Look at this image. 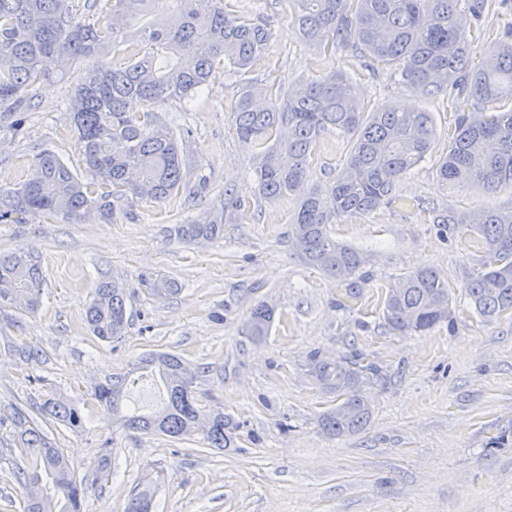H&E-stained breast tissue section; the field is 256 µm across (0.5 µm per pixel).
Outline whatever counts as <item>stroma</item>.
I'll list each match as a JSON object with an SVG mask.
<instances>
[{"instance_id": "obj_1", "label": "stroma", "mask_w": 512, "mask_h": 512, "mask_svg": "<svg viewBox=\"0 0 512 512\" xmlns=\"http://www.w3.org/2000/svg\"><path fill=\"white\" fill-rule=\"evenodd\" d=\"M241 14L272 24L265 54L245 74L213 72L189 105L160 111L181 139L191 164L189 189L166 201L141 200L112 222L91 216L0 223V251L18 248L41 260L42 305L25 313L0 309V449L10 447L13 413L32 421L63 448L88 485L83 512H125L130 490L162 472L156 512H512V312L483 321L465 285L480 264L482 241L436 223L446 210L512 209V189L495 194L443 182L437 173L464 107L456 92L424 99L400 84L390 66L354 48L317 52L300 36L295 0H240ZM512 28V0H488L467 32L471 65ZM348 74L367 109L392 104L431 112L436 137L418 166L398 182L391 204L346 215L336 237L367 255L355 291L305 265L291 244L293 198L271 201L255 189L251 155L231 121L235 83L252 81L272 94L299 80ZM69 84L53 80L36 94V109L16 134L0 132V191L18 188L40 149L53 151L76 174L84 163L70 119ZM350 150L335 131L321 135L312 180L324 184L343 169ZM247 200L238 210L228 196ZM224 209V232L186 244L175 227ZM432 267L454 292L452 323L396 336L383 326L384 299L404 275ZM179 286L159 300L148 279ZM125 288L129 326L115 342L91 335L85 310L100 282ZM275 316L266 338L246 336L258 303ZM27 343L36 358L20 357ZM168 352L198 369L197 396L221 412L236 445L218 450L201 434L172 438L113 423L95 399L99 385L129 376L131 405L150 412L165 391L137 370L146 352ZM362 357L381 369L363 386L372 408L362 432L332 437L321 414L336 398L312 376L309 356ZM56 397L75 405L74 431L41 416ZM109 478H97L102 453Z\"/></svg>"}]
</instances>
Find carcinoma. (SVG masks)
<instances>
[{
  "mask_svg": "<svg viewBox=\"0 0 512 512\" xmlns=\"http://www.w3.org/2000/svg\"><path fill=\"white\" fill-rule=\"evenodd\" d=\"M297 25L308 43L344 44L363 56L396 66L400 82L431 98L448 86L476 104L493 105L480 120L458 114L455 136L439 165L446 181L468 183L484 193L512 188V39L492 47L484 64L469 66L467 28L487 0H296ZM229 0H0V130L18 132L34 109V92L52 78L71 79V111L86 175L73 173L58 156L33 155L20 187L0 192V221L10 217L62 218L80 224L90 209L112 221L117 209L143 199L162 202L187 187L189 167L174 129L155 106L185 104L200 94L211 73L226 65L247 72L268 48L271 25L233 13ZM251 83L233 91L232 121L252 151L258 192L270 200L297 197L293 237L298 254L331 279L355 288L352 278L364 254L333 236L346 214L371 212L390 202L398 180L426 157L435 134L429 112L383 106L365 112L343 74L301 82L270 100ZM334 129L351 140L345 168L327 188V206L310 183L311 158L319 137ZM437 223L477 233L483 243L480 270L465 292L476 313L491 321L512 310V210H449ZM224 231V208L203 223L180 224L177 234L191 244ZM39 261L22 250L0 252V307L33 312L41 303ZM163 299L174 283L149 282ZM126 294L102 282L85 312L93 336L120 338L127 326ZM384 321L397 335L422 333L452 319V290L437 270L422 268L388 291ZM271 308L256 305L245 334L267 336ZM310 369L338 403L321 426L336 436L354 434L371 409L361 385L381 379L372 362L326 360L310 355ZM141 366L158 374L167 399L152 414L123 408L122 377L98 387L103 410L130 431L179 438L202 431L212 448L234 444L224 414H204L195 391L197 375L178 356L149 353ZM40 412L77 429L81 415L70 404L48 398ZM17 448L9 449L14 475L26 489L23 512H82L85 484L64 450L18 409ZM157 481L134 487L125 512H154Z\"/></svg>",
  "mask_w": 512,
  "mask_h": 512,
  "instance_id": "cac0c4a2",
  "label": "carcinoma"
}]
</instances>
